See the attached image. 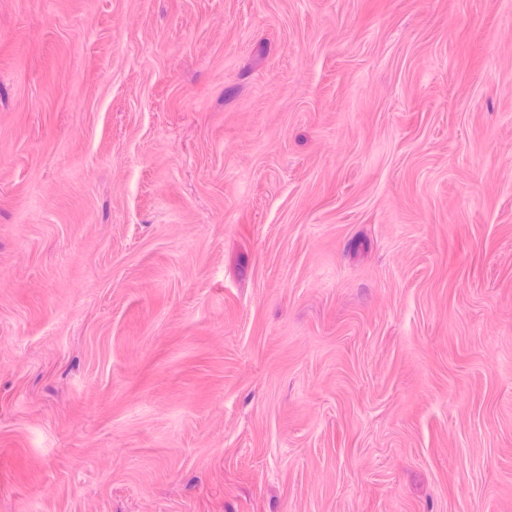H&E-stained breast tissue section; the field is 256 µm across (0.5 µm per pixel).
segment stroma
I'll return each instance as SVG.
<instances>
[{
    "label": "stroma",
    "mask_w": 512,
    "mask_h": 512,
    "mask_svg": "<svg viewBox=\"0 0 512 512\" xmlns=\"http://www.w3.org/2000/svg\"><path fill=\"white\" fill-rule=\"evenodd\" d=\"M0 512H512V0H0Z\"/></svg>",
    "instance_id": "1"
}]
</instances>
